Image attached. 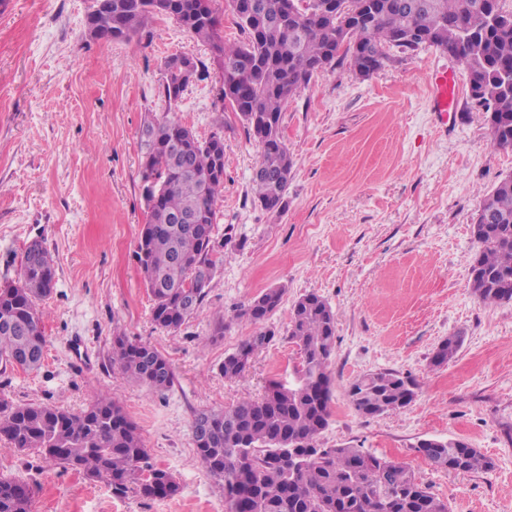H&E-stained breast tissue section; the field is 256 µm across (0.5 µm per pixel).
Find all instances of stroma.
Masks as SVG:
<instances>
[{"instance_id":"stroma-1","label":"stroma","mask_w":512,"mask_h":512,"mask_svg":"<svg viewBox=\"0 0 512 512\" xmlns=\"http://www.w3.org/2000/svg\"><path fill=\"white\" fill-rule=\"evenodd\" d=\"M89 10L90 0H0V286L16 278L35 239L56 271L38 305L42 366L0 374V398L78 411L95 392L114 397L150 463L175 474L181 492L119 499L105 481L1 442L0 477L34 485L30 512H224V493L195 449L194 419L260 398L270 381L295 384L289 312L314 293L336 317L334 396L319 445L365 448L410 467L451 512H512V303H483L469 280L481 248L471 224L485 195L512 177V148L492 146L465 71L449 118L431 110L429 81L455 62L433 47L392 52L364 80L345 62L315 74L282 112L293 171L277 215L254 201L261 147L221 97L211 46L166 17L129 39L95 40ZM174 54L192 58L201 76L172 109L199 140L222 133L225 166L212 233L218 270L201 310L167 332L152 320L136 251L147 220L140 134L148 114L169 109L158 83ZM271 287L285 290L269 320L274 340L243 379H224L225 355L257 330L237 308ZM117 327L166 357L172 388L113 368ZM451 336L461 339L456 356L433 366ZM75 338L91 371L70 362ZM380 370L415 378L416 397L398 413L361 416L349 386ZM429 438L465 440L493 467L435 468L416 451Z\"/></svg>"}]
</instances>
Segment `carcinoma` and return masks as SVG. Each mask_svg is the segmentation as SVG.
Masks as SVG:
<instances>
[{
	"instance_id": "cac0c4a2",
	"label": "carcinoma",
	"mask_w": 512,
	"mask_h": 512,
	"mask_svg": "<svg viewBox=\"0 0 512 512\" xmlns=\"http://www.w3.org/2000/svg\"><path fill=\"white\" fill-rule=\"evenodd\" d=\"M89 25L99 40L128 39L155 18L173 19L208 43L221 58L223 85H232L231 105L249 135L261 144L252 176L262 209L282 212L293 160L281 136L282 110L314 74L349 59L368 77L389 59L387 50L415 51L422 39L450 54L467 73L469 98L491 116L493 145L512 147V11L502 0H317L313 15L288 14L291 37L258 28L227 0L245 35L226 45L218 33L215 0H106ZM255 16L271 23L284 0H254ZM168 57L159 80L167 104L178 102L190 83ZM224 137L204 142L168 112L151 117L142 132L141 176L152 178L144 195L147 221L137 260L152 296V320L176 331L202 307L217 269L212 232L216 199L224 187ZM481 250L470 262L474 294L491 304L512 302V177L487 194L472 224ZM55 262L39 240L26 247L15 281L0 287V370H33L44 358L38 302L52 293ZM285 289L267 288L237 313L265 322L281 305ZM289 339L300 354L298 383L271 385L259 399L201 412L193 424L197 455L224 490L225 512H449L448 503L420 482L407 466L361 448H321L317 437L331 415L328 372L336 347V319L316 294L292 306ZM260 330L224 357L226 379L245 376L254 356L274 338ZM459 340L448 337L432 359L436 367L454 357ZM112 366L157 390L170 388L169 361L146 343L117 332ZM410 376L384 370L351 383L349 397L361 415L396 413L416 396ZM33 451L90 480H104L118 498L132 490L150 499L180 492L175 476L148 463L134 423L103 393L79 412L0 399V441ZM417 451L437 468L454 473L488 471L492 462L463 441L423 440ZM33 487L0 478V512H30Z\"/></svg>"
}]
</instances>
